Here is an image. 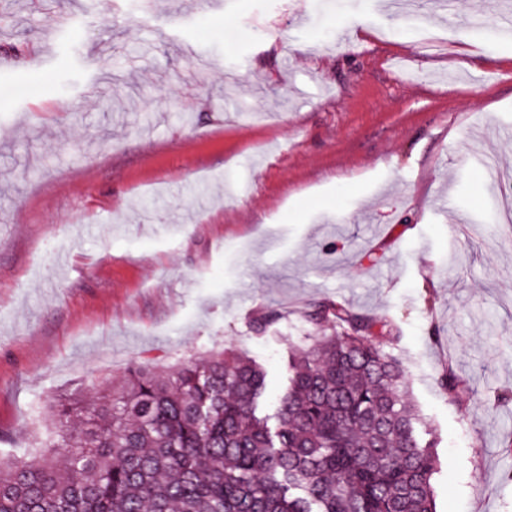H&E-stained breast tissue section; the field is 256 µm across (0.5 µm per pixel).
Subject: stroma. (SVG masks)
Instances as JSON below:
<instances>
[{"instance_id": "stroma-1", "label": "stroma", "mask_w": 512, "mask_h": 512, "mask_svg": "<svg viewBox=\"0 0 512 512\" xmlns=\"http://www.w3.org/2000/svg\"><path fill=\"white\" fill-rule=\"evenodd\" d=\"M141 2L0 0V458L217 345L275 418L332 301L397 328L437 512H512V0Z\"/></svg>"}]
</instances>
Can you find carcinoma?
<instances>
[{
  "instance_id": "carcinoma-1",
  "label": "carcinoma",
  "mask_w": 512,
  "mask_h": 512,
  "mask_svg": "<svg viewBox=\"0 0 512 512\" xmlns=\"http://www.w3.org/2000/svg\"><path fill=\"white\" fill-rule=\"evenodd\" d=\"M279 424L266 374L223 348L48 402L60 451L0 460V512H436V458L415 427L388 324L319 302Z\"/></svg>"
}]
</instances>
